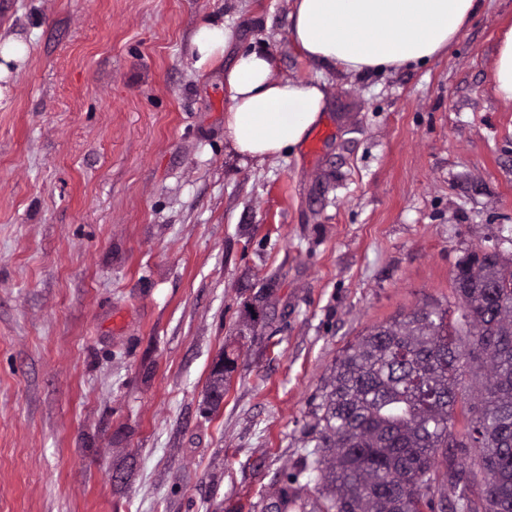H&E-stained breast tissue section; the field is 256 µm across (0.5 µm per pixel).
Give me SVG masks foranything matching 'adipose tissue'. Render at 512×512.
I'll return each mask as SVG.
<instances>
[{
  "instance_id": "obj_1",
  "label": "adipose tissue",
  "mask_w": 512,
  "mask_h": 512,
  "mask_svg": "<svg viewBox=\"0 0 512 512\" xmlns=\"http://www.w3.org/2000/svg\"><path fill=\"white\" fill-rule=\"evenodd\" d=\"M477 7L478 0H294L289 35L321 66L352 75L385 72L446 52ZM231 40L223 22L200 24L192 37L196 67L220 57ZM224 87L230 145L260 164L300 147L326 106L325 82L274 77L262 48L237 52Z\"/></svg>"
}]
</instances>
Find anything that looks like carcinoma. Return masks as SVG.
I'll return each instance as SVG.
<instances>
[{
    "label": "carcinoma",
    "mask_w": 512,
    "mask_h": 512,
    "mask_svg": "<svg viewBox=\"0 0 512 512\" xmlns=\"http://www.w3.org/2000/svg\"><path fill=\"white\" fill-rule=\"evenodd\" d=\"M453 290L336 358L304 432L316 512H512V259L469 254Z\"/></svg>",
    "instance_id": "carcinoma-1"
}]
</instances>
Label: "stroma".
<instances>
[{"label": "stroma", "instance_id": "1", "mask_svg": "<svg viewBox=\"0 0 512 512\" xmlns=\"http://www.w3.org/2000/svg\"><path fill=\"white\" fill-rule=\"evenodd\" d=\"M294 0H0V512H288L303 428L344 346L455 306L469 253L512 258V0L448 53L350 75L288 35ZM233 40L195 67L207 19ZM325 81L320 124L259 164L224 133V72ZM267 291V316L244 329ZM235 359L223 400L214 364ZM492 68L493 91L498 97L512 101V28L500 40Z\"/></svg>", "mask_w": 512, "mask_h": 512}]
</instances>
